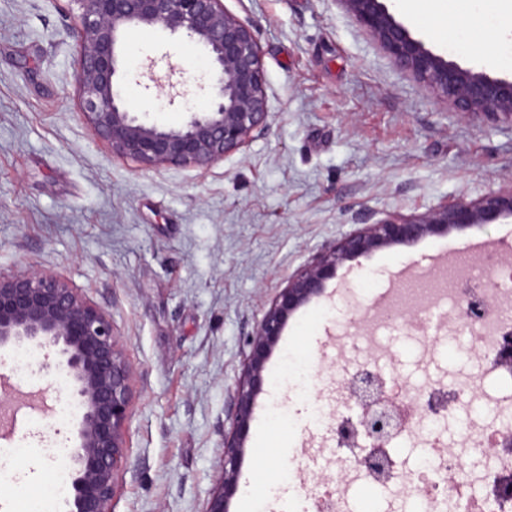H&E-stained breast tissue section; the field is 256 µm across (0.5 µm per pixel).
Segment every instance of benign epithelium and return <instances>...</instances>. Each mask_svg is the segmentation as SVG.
Here are the masks:
<instances>
[{
	"label": "benign epithelium",
	"instance_id": "benign-epithelium-1",
	"mask_svg": "<svg viewBox=\"0 0 512 512\" xmlns=\"http://www.w3.org/2000/svg\"><path fill=\"white\" fill-rule=\"evenodd\" d=\"M78 19L76 91L91 134L112 154L144 169L171 166L207 170L243 148L269 117L264 65L253 26L224 8V0H72ZM404 75L448 108L469 118L512 124V77L462 65L430 48L390 12L386 0H337ZM133 27L185 35L204 50L210 68V103L166 125L133 111L120 89L125 74L122 41ZM512 219V186L478 199L459 197L410 217L376 218L356 213L362 228L324 247L288 277L287 284L251 332V349L229 408L224 466L205 512H227L238 490L256 400L267 362L289 318L321 295L339 269L360 267L374 252L427 236ZM29 351L54 347L55 369L72 384L80 408L70 455V512H112L119 478L130 464L126 430L133 397L131 369L110 313L46 269L0 273V345ZM492 369L512 374V332L498 333ZM343 389L356 411L341 413L329 428L338 448H348L359 467L386 485L396 462L386 451L407 423L386 395L383 377L362 366L342 365Z\"/></svg>",
	"mask_w": 512,
	"mask_h": 512
}]
</instances>
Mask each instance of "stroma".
Masks as SVG:
<instances>
[{"label": "stroma", "mask_w": 512, "mask_h": 512, "mask_svg": "<svg viewBox=\"0 0 512 512\" xmlns=\"http://www.w3.org/2000/svg\"><path fill=\"white\" fill-rule=\"evenodd\" d=\"M254 30L263 57L269 127L208 170H146L112 155L86 127L76 96L79 48L71 0H0V272L53 270L106 308L132 369L127 429L132 465L114 512H205L220 481L227 406L243 373L255 323L289 275L356 230L355 214L409 216L512 185V125L448 109L403 75L336 0H224ZM500 0H416L396 17L459 63L490 44ZM123 94L132 109L179 124L203 109L209 63L189 38L130 29ZM163 79L162 87L150 84ZM512 242V221L428 237L338 270L296 311L268 361L230 512H301L327 489L347 451L328 439L336 380L355 359L344 336L359 307L418 266L433 294L429 330L373 320L363 331L386 378L413 394L440 383L470 390L447 415L391 444L419 471L434 437L457 445L502 420L495 398L512 379L478 370L482 346L448 326L435 253L474 241ZM55 354L0 347V396L32 393L44 408L18 413L0 433V512L53 493L51 450L72 444L73 387ZM414 492L365 479L345 486L341 512H418Z\"/></svg>", "instance_id": "35a3bbf8"}]
</instances>
